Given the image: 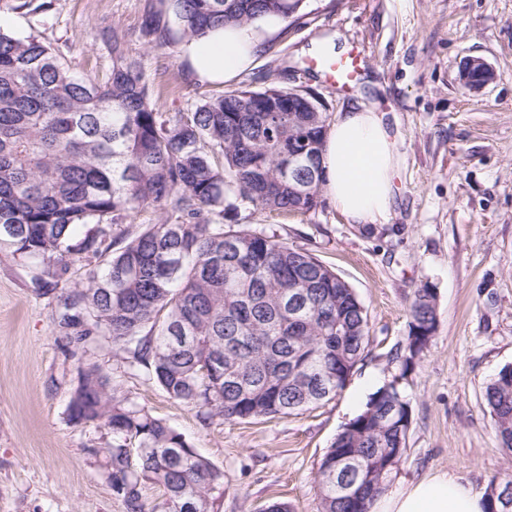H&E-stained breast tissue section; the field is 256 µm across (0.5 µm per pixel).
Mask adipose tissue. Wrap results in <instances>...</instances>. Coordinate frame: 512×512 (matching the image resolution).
Returning <instances> with one entry per match:
<instances>
[{
	"label": "adipose tissue",
	"instance_id": "ef3b65f1",
	"mask_svg": "<svg viewBox=\"0 0 512 512\" xmlns=\"http://www.w3.org/2000/svg\"><path fill=\"white\" fill-rule=\"evenodd\" d=\"M279 25L266 17L228 26L181 46V59L199 81L228 83L252 69ZM401 156L382 113L370 108L340 113L321 150L322 187L354 224L385 220L394 202ZM485 502L461 477L441 472L395 487L377 497L370 512H483Z\"/></svg>",
	"mask_w": 512,
	"mask_h": 512
}]
</instances>
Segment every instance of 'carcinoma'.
<instances>
[{"label": "carcinoma", "mask_w": 512, "mask_h": 512, "mask_svg": "<svg viewBox=\"0 0 512 512\" xmlns=\"http://www.w3.org/2000/svg\"><path fill=\"white\" fill-rule=\"evenodd\" d=\"M305 0H167L175 31L144 15L150 43L205 36L265 15L295 21ZM104 81L78 73L34 36L0 29V246L43 270L31 280L55 302V322L84 348L104 340L199 418L290 415L335 398L370 353L367 312L354 289L304 249L264 228L226 224L237 202L279 214L319 203L326 112H246L296 104L288 89H237L161 112L140 63L116 30ZM154 220L138 230L141 212ZM409 332L391 354L400 374L378 387L320 459L317 512H370L405 456L412 409L399 380L430 347L434 291L409 307ZM500 448L512 455V365L485 387ZM69 420L112 436L91 449L124 512H215L224 471L182 433L120 394L96 366L81 372ZM156 486L154 500L144 494ZM509 481L484 488L486 512L507 510Z\"/></svg>", "instance_id": "carcinoma-1"}]
</instances>
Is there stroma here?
<instances>
[{
  "mask_svg": "<svg viewBox=\"0 0 512 512\" xmlns=\"http://www.w3.org/2000/svg\"><path fill=\"white\" fill-rule=\"evenodd\" d=\"M163 0H52L49 9L0 7V27L37 36L73 69L106 75L112 56L96 28L125 31L124 48L153 86L162 112H186L222 90L276 85L316 94L329 116L353 105L385 112L398 135V191L374 231L347 221L328 200L288 216L239 203L228 221L267 226L314 254L355 289L373 343L343 391L318 407L272 419L202 422L111 346L82 349L53 320L54 303L33 293L32 263L0 249V512H124L92 448L109 441L67 409L78 373L108 372L122 393L177 428L224 472L218 512H264L284 502L317 512L318 463L368 396L397 375L389 356L408 334V305L434 288L438 326L426 355L401 383L412 408L407 452L395 483L450 471L475 490L512 471L498 445L484 388L512 364V0H306L253 69L227 85L195 79L179 47L137 37ZM335 38L360 57L349 85L314 64V44ZM479 56L496 78L473 93L459 80Z\"/></svg>",
  "mask_w": 512,
  "mask_h": 512,
  "instance_id": "obj_1",
  "label": "stroma"
}]
</instances>
